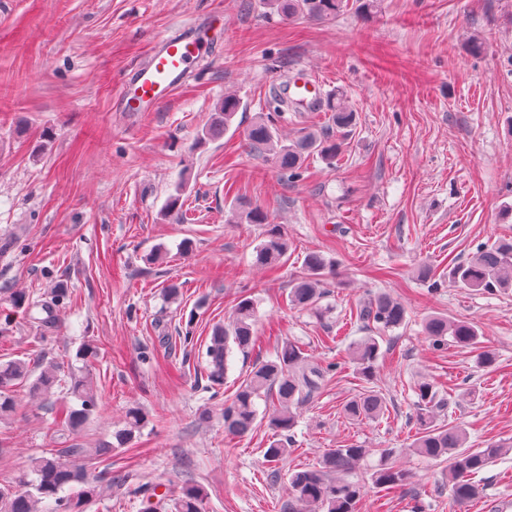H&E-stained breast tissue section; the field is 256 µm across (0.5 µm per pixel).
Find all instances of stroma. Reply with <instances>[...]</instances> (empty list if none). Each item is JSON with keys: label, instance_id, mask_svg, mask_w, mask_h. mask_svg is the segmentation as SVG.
<instances>
[{"label": "stroma", "instance_id": "obj_1", "mask_svg": "<svg viewBox=\"0 0 512 512\" xmlns=\"http://www.w3.org/2000/svg\"><path fill=\"white\" fill-rule=\"evenodd\" d=\"M224 20L190 80L153 112H122L123 76L158 39L201 18ZM484 45L469 53L471 39ZM303 67L342 92L358 113L335 163L310 156L286 180L250 153L245 129L266 109L275 81ZM236 93L233 128L199 142L217 102ZM183 185L184 219L164 216ZM238 188L280 225L288 261L269 273L255 264L258 225L230 219ZM512 238V0H357L331 20L281 19L266 0H0V357L61 362L90 373L98 412L79 432L57 426L50 407L15 391L18 408L0 421V485L51 448L112 446L95 473L124 476L86 512H138L130 490L158 485L177 495L186 481L207 492L205 512H283L288 483L270 481L262 455L271 433L224 434V401L278 343L302 345L336 363L299 409L281 471L315 466L325 449L355 443L370 475L384 448L411 483L379 506L369 489L359 512H512V453L478 474V500L452 505L445 466L402 454L415 432L412 386L429 374L451 388L469 444L512 440V288L489 295L448 287L429 295L417 278L427 264L448 268L482 243ZM191 251H183V243ZM335 263L325 315L293 308L291 281L308 252ZM68 297L46 327L13 309L10 297L40 296L57 282ZM177 284V299L164 289ZM383 291L410 321L380 369L388 401L378 421L353 422L343 406L361 389L346 357L359 338L357 306ZM258 302L260 350L233 352L224 386L209 388L205 342L239 296ZM474 323L498 365L476 353L434 350L426 317ZM192 329L193 345L181 334ZM335 342L321 344L324 332ZM98 346L77 360L83 342ZM148 423L113 447L128 407Z\"/></svg>", "mask_w": 512, "mask_h": 512}]
</instances>
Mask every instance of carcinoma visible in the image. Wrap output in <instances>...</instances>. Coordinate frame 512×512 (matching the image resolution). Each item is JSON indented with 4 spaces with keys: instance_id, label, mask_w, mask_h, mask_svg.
Segmentation results:
<instances>
[{
    "instance_id": "cac0c4a2",
    "label": "carcinoma",
    "mask_w": 512,
    "mask_h": 512,
    "mask_svg": "<svg viewBox=\"0 0 512 512\" xmlns=\"http://www.w3.org/2000/svg\"><path fill=\"white\" fill-rule=\"evenodd\" d=\"M271 9L285 20L299 15L324 20L333 19L347 7L346 0H269ZM283 100L273 96L268 102L269 112L255 118L245 132L249 150L268 156L276 167L290 179L302 176L303 165L309 154H318L332 163L343 153L344 139L339 132L352 127L357 112L346 98L331 94L324 102L323 111L330 113L336 131H307L295 141L282 137L278 123L284 119ZM241 106L234 93L224 94L212 113L210 123L203 129L201 139H211L230 130L233 119ZM183 188L179 187L165 203V213L178 217L183 213ZM232 218L243 219L249 224L264 226L263 241L256 248L255 262L266 271L280 268L288 257V238L278 224H271L263 208L237 202ZM334 273L323 254L310 252L305 256L304 268L289 291L293 306L302 310H316L323 297L327 276ZM420 281L428 293L436 295L446 284L494 293L512 288V241H497L479 246L466 260L448 264V271L436 273L424 265L419 270ZM51 300H33L23 292L11 297L14 308L28 313L39 308L46 320H55V308L68 295L66 288H53ZM406 306L378 292L368 298L356 312L367 335L348 345V357L356 374L366 387L344 405L345 415L358 421L380 418L387 411V398L374 386L380 364L385 361L381 341L385 335L408 322ZM257 304L247 295L237 298L232 316L212 328L206 348V376L214 386L224 385L229 369L228 359L233 350L249 353L258 340L256 331ZM424 330L432 346L441 350L449 345L477 352L479 362L486 366L497 364L492 350L480 345L477 329L467 321L453 320L443 314L427 318ZM337 371V365L326 366L312 362L304 349L291 340L276 347L270 359L257 363L238 385L234 395L224 401V433L243 438L257 426L265 424L272 432V441L263 449L266 460L275 465L271 478L278 479L277 465L288 457V445L293 442L294 430L299 423L297 409L318 394L328 378ZM61 365L56 361L41 364L38 375H33L29 363L22 359L0 358V420L11 417L17 410L14 388L29 383L30 397L51 401L54 389L60 382ZM416 397L415 426L412 442L405 452L427 460L448 457V486L453 501L466 504L481 494L479 485L472 481L478 474L507 452L512 444L488 442L484 448L468 446L467 433L458 423H443L441 417L449 408L446 393L432 378L414 382ZM69 394L78 401L73 407L62 403L56 408L62 426L77 430L83 427L97 411L98 403L89 376H73ZM265 403L259 411L257 401ZM148 421V414L139 406L128 409L124 428L114 434L120 445L131 442ZM112 453V446L103 448H59L44 452L31 459L27 471L18 475L12 485L0 486V512H39L40 504L53 503L54 512H85L84 507L100 494L101 486L88 478V471L99 458ZM367 454L360 445L349 444L329 448L317 468L293 469L288 472L290 501L284 512H358V506L367 492L366 481L358 476L356 467ZM392 452L385 451L384 458L370 475L374 487L387 492L400 490L408 484L410 474L389 461ZM141 499L140 512H204L206 492L195 483L185 484L173 503L156 493V488L142 485L134 491Z\"/></svg>"
}]
</instances>
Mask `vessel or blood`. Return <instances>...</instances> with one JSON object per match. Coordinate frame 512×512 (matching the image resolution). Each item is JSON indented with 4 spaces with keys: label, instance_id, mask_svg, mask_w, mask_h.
<instances>
[{
    "label": "vessel or blood",
    "instance_id": "b4317fda",
    "mask_svg": "<svg viewBox=\"0 0 512 512\" xmlns=\"http://www.w3.org/2000/svg\"><path fill=\"white\" fill-rule=\"evenodd\" d=\"M205 50L201 24L197 21L185 25L174 35L160 39L148 59L126 74L119 111H155L191 76ZM286 91L290 98L307 105L326 96L323 85L303 68L297 69Z\"/></svg>",
    "mask_w": 512,
    "mask_h": 512
}]
</instances>
